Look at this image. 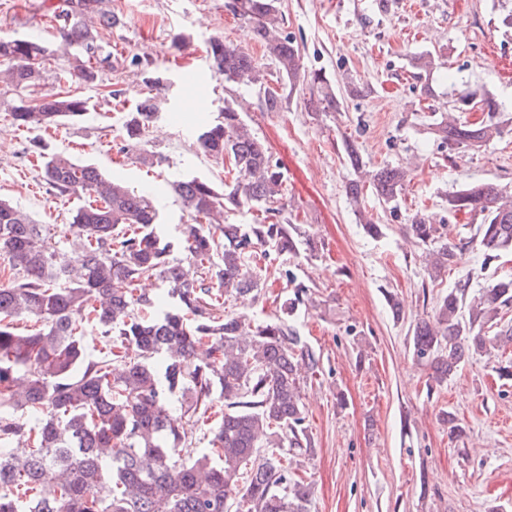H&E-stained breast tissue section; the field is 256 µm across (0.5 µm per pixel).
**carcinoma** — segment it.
<instances>
[{
    "mask_svg": "<svg viewBox=\"0 0 512 512\" xmlns=\"http://www.w3.org/2000/svg\"><path fill=\"white\" fill-rule=\"evenodd\" d=\"M103 4L61 0L55 49L27 37L0 39L4 92L40 85L59 60L62 72L94 82L112 58L98 29L120 23ZM232 10L253 24L278 76L268 81L249 52L222 37L207 46L215 75L259 88L268 112L281 111L287 90L300 82L315 97V111L338 109L331 80L321 70H301L299 44L279 32L280 0H235ZM486 107L487 120L475 124L441 120V139L474 149L499 136L500 106ZM88 110V99L61 91L22 99L9 116L36 130ZM159 112L156 97L140 98L126 116L125 140L142 142ZM195 150L228 165L231 182L222 192L195 177L169 183L191 220L174 241L149 195L62 153L38 152L39 169L57 194L89 198L72 215L70 239H55L46 225L0 200L8 277L0 286V512H310L312 484L302 467L315 441L302 383L320 372V356L284 320L251 321L224 308L228 297L257 294L249 263L255 248L299 253L292 224L266 223L284 210L283 175L229 104L221 120L199 129ZM347 156L359 173L347 192L375 235L379 225L361 209L364 189L392 212L412 169L365 170L352 145ZM241 208L260 212L262 221L225 223L224 212ZM448 210L481 219L477 237L450 244L443 227L420 212L406 225V236L424 248L431 280L466 248L481 251L487 265L512 246V191L469 185L448 195ZM68 245L82 252L80 265L66 259ZM176 250L182 257L173 256ZM148 280L160 283L161 295L141 293ZM307 291L296 285L281 312L293 316ZM511 308L512 278L473 296L459 284L415 322L413 356L442 386L469 359L512 345V323L498 322ZM24 320L39 328L17 332ZM84 324L108 342L95 358L78 336ZM171 406L183 419L169 414ZM184 419L209 424L210 448L194 459L183 456ZM20 435L32 442L23 458L11 448Z\"/></svg>",
    "mask_w": 512,
    "mask_h": 512,
    "instance_id": "1",
    "label": "carcinoma"
}]
</instances>
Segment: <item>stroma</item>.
Here are the masks:
<instances>
[{"label": "stroma", "mask_w": 512, "mask_h": 512, "mask_svg": "<svg viewBox=\"0 0 512 512\" xmlns=\"http://www.w3.org/2000/svg\"><path fill=\"white\" fill-rule=\"evenodd\" d=\"M59 0H0V38L33 36L55 43L51 16ZM230 0H105L121 25L99 37L112 65L94 83L61 81L35 95L70 90L90 101L80 120L43 134L15 127L0 102V198L64 238L72 212L85 199L57 195L31 164L33 139L138 192L154 191L159 222L178 235L188 215L166 183L197 177L224 184V169L197 155L194 135L233 103L281 167L285 209L318 245L315 256L257 257V300H227L228 312L265 319L291 296L294 274L311 299L291 322L322 359L303 391L316 441L305 461L313 483L311 512H512V381L476 357L447 385L428 391V370L413 357L415 321L466 280L471 291L512 277V253L483 265L465 250L435 281L424 254L405 236L410 216L423 212L447 225L449 242L467 239L478 222L448 211L449 193L472 183L512 189V112L498 113L503 133L478 149L449 146L435 133L455 102L451 84L467 80L478 99L512 103V0H281L283 34L301 48L306 70H323L339 89L335 112L308 109L309 90L296 86L282 111H265L254 89L215 77L207 59L214 36L242 47L274 73L275 65L251 24L233 15ZM430 54L434 66L419 64ZM160 80L147 89L142 78ZM162 102L141 147L126 144V112L146 91ZM367 167L413 163L414 175L397 211L372 194L364 206L380 224L369 236L351 205L356 174L347 144ZM155 152L143 163L141 150ZM396 295L393 312L388 295ZM453 412L463 428L442 421Z\"/></svg>", "instance_id": "35a3bbf8"}]
</instances>
